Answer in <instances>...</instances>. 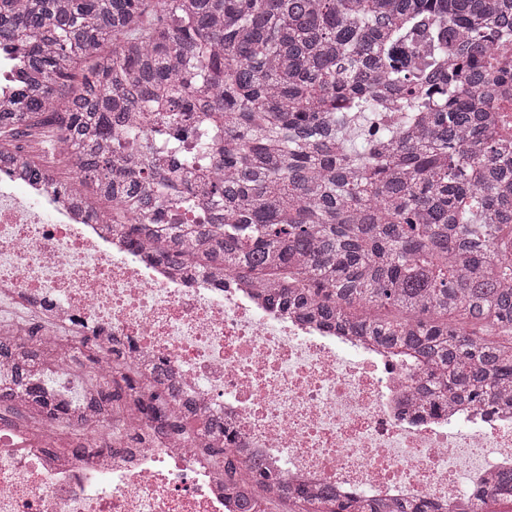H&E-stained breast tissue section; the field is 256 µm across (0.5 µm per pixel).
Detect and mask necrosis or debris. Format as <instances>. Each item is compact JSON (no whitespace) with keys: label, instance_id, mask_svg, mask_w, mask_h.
Segmentation results:
<instances>
[{"label":"necrosis or debris","instance_id":"necrosis-or-debris-1","mask_svg":"<svg viewBox=\"0 0 512 512\" xmlns=\"http://www.w3.org/2000/svg\"><path fill=\"white\" fill-rule=\"evenodd\" d=\"M54 182L0 167V336L35 334L75 378L164 365L175 408L223 420L241 457L304 489L468 497L512 470V416L418 417L419 370L258 298L256 278L178 274L131 252ZM0 512H239L224 471L133 414L68 426L0 415Z\"/></svg>","mask_w":512,"mask_h":512}]
</instances>
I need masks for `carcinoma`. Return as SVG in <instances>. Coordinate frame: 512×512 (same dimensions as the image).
Instances as JSON below:
<instances>
[{
  "label": "carcinoma",
  "mask_w": 512,
  "mask_h": 512,
  "mask_svg": "<svg viewBox=\"0 0 512 512\" xmlns=\"http://www.w3.org/2000/svg\"><path fill=\"white\" fill-rule=\"evenodd\" d=\"M108 44L58 110L78 62ZM1 49L26 74L0 111L1 162L49 178L15 141L51 126L57 154L129 215L117 229L150 260L261 275L267 305L415 359L421 412L443 400L512 412V137L495 124L512 0H0ZM2 354L17 406L69 421L76 401L32 374L39 345L4 341ZM165 373L95 383L102 418L134 409L222 458L228 495L382 512L242 467L224 422L170 407ZM474 500L473 512L512 503V474Z\"/></svg>",
  "instance_id": "carcinoma-1"
}]
</instances>
